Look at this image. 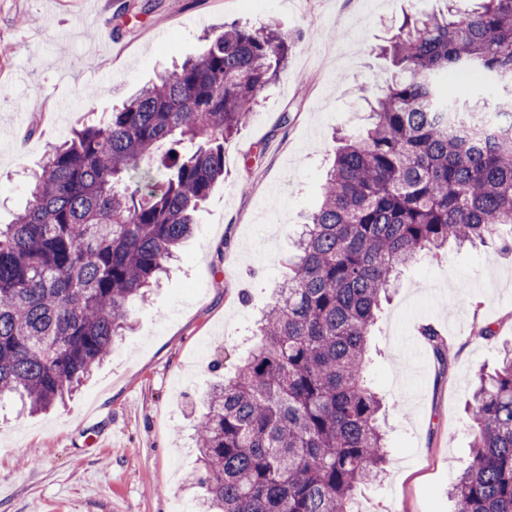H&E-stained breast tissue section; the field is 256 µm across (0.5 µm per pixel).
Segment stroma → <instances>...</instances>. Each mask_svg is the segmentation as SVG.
<instances>
[{
  "instance_id": "obj_1",
  "label": "stroma",
  "mask_w": 512,
  "mask_h": 512,
  "mask_svg": "<svg viewBox=\"0 0 512 512\" xmlns=\"http://www.w3.org/2000/svg\"><path fill=\"white\" fill-rule=\"evenodd\" d=\"M0 0V224L29 200L28 176L72 130L195 55L239 22L275 23L288 68L224 143V181L193 236L107 361L55 410L0 409V512H177L197 490L192 417L217 362L288 275L336 133L366 123L362 98L391 78L380 48L403 16L446 0ZM451 339L440 368L419 333ZM492 324L497 337H478ZM512 344V254L451 248L406 266L376 321L370 385L389 402L388 463L368 512H453L471 463L465 406Z\"/></svg>"
}]
</instances>
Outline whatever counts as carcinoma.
<instances>
[{
    "label": "carcinoma",
    "instance_id": "cac0c4a2",
    "mask_svg": "<svg viewBox=\"0 0 512 512\" xmlns=\"http://www.w3.org/2000/svg\"><path fill=\"white\" fill-rule=\"evenodd\" d=\"M384 49L396 75L342 138L256 348L196 403L203 512H358L388 450L365 379L400 267L512 228V0H448ZM288 37L234 24L120 108L53 148L30 200L0 225V402H64L145 306L195 213L224 179V141L287 64ZM501 89L450 98L448 76ZM421 336L448 364V340ZM472 461L455 512H512V349L469 406Z\"/></svg>",
    "mask_w": 512,
    "mask_h": 512
}]
</instances>
